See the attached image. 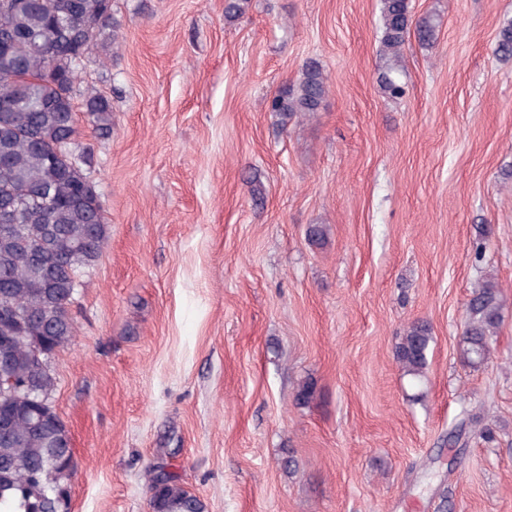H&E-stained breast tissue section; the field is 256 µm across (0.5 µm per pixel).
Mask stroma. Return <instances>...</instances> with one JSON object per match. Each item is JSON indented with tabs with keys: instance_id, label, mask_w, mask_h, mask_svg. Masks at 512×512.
<instances>
[{
	"instance_id": "35a3bbf8",
	"label": "stroma",
	"mask_w": 512,
	"mask_h": 512,
	"mask_svg": "<svg viewBox=\"0 0 512 512\" xmlns=\"http://www.w3.org/2000/svg\"><path fill=\"white\" fill-rule=\"evenodd\" d=\"M224 4L112 0L122 39L76 83L112 132L78 118L109 237L51 358L71 512H151L160 464L205 512H512V0H413L441 26L408 39L398 100L377 86L379 0ZM311 59L319 111H271ZM489 275L506 308L474 369L457 341ZM415 320L417 388L394 358ZM477 402L492 441H449ZM85 112L94 133L105 135L112 129L111 107L109 101L100 96L90 94L85 103ZM433 336L425 321H414L406 327L395 347V359L403 376L417 386L426 374L427 355Z\"/></svg>"
}]
</instances>
